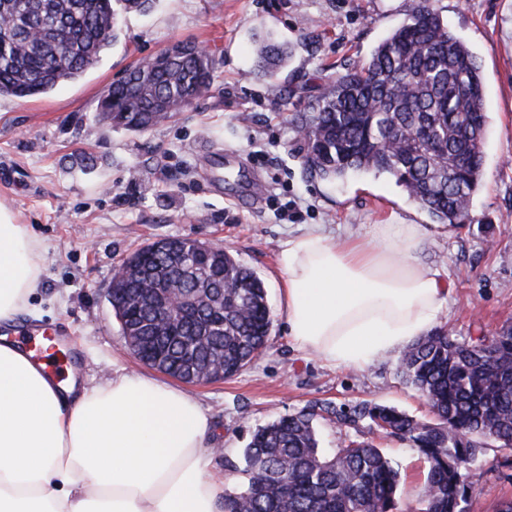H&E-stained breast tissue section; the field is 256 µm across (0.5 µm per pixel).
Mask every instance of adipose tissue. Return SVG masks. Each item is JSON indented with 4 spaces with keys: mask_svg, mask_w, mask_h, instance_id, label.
I'll return each mask as SVG.
<instances>
[{
    "mask_svg": "<svg viewBox=\"0 0 512 512\" xmlns=\"http://www.w3.org/2000/svg\"><path fill=\"white\" fill-rule=\"evenodd\" d=\"M419 224H375L336 245L314 226L283 244L288 334L331 366L361 368L431 332L448 300L415 253ZM41 277L38 247L0 207V322ZM212 425L189 393L118 365L102 384L59 379L0 341V512H222L207 472Z\"/></svg>",
    "mask_w": 512,
    "mask_h": 512,
    "instance_id": "1",
    "label": "adipose tissue"
}]
</instances>
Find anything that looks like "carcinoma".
I'll return each instance as SVG.
<instances>
[{
	"label": "carcinoma",
	"mask_w": 512,
	"mask_h": 512,
	"mask_svg": "<svg viewBox=\"0 0 512 512\" xmlns=\"http://www.w3.org/2000/svg\"><path fill=\"white\" fill-rule=\"evenodd\" d=\"M153 0H0V96L45 94L79 78L118 38L119 10L147 11ZM259 72L277 80L290 46L256 43ZM161 52L112 82L98 105L113 127L147 131L207 92L213 55L184 44ZM292 124L303 133V164L322 180L353 173L394 177L433 223L460 226L483 175L488 115L475 53L429 0L360 64L325 78ZM112 309L122 332L156 351L151 367L195 382L216 361L224 377L262 351L272 319L263 280L228 251L187 238L139 248L112 275ZM197 294V305L155 334V289ZM397 372L428 402L432 418L364 404L337 422L369 418L383 433L418 450L427 464L421 512H464L462 468L491 442L512 450V324L470 342L441 327L400 354ZM243 485L224 492V512H398L399 465L372 439L333 452L320 448L313 414L256 428L243 451Z\"/></svg>",
	"instance_id": "carcinoma-1"
}]
</instances>
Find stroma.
Masks as SVG:
<instances>
[{
	"label": "stroma",
	"mask_w": 512,
	"mask_h": 512,
	"mask_svg": "<svg viewBox=\"0 0 512 512\" xmlns=\"http://www.w3.org/2000/svg\"><path fill=\"white\" fill-rule=\"evenodd\" d=\"M416 0H156L148 14L120 17L119 38L74 81L46 94L0 96V203L39 245L42 274L20 323L51 331L78 378L93 386L112 375V360L143 371L125 346L108 300L114 269L145 244L188 237L224 247L264 281L273 323L267 343L236 376L187 383L159 381L196 397L213 423L210 473L237 489L241 461L257 426L301 411L325 449L375 437L402 466L400 502L413 512L426 470L416 450L379 434L363 419L337 423L336 411L366 403L425 417L429 406L397 373V355L363 368L332 367L299 349L281 310L283 277L277 257L288 238L320 225L337 241L371 224H420L427 234L417 257L448 277V302L437 323L466 340L493 335L512 322V0H430L476 54L482 68L489 124L485 164L466 224H436L386 174L355 173L342 181L311 178L303 142L290 119L329 71L367 58ZM270 31L295 48L276 83L255 78L254 41ZM177 42L213 52L211 88L173 119L133 133L101 121L102 91L136 63ZM239 152L262 181L257 207L239 186L211 179L206 157ZM86 154L92 169L73 166ZM466 512H497L512 499V450L496 444L465 471Z\"/></svg>",
	"instance_id": "1"
}]
</instances>
